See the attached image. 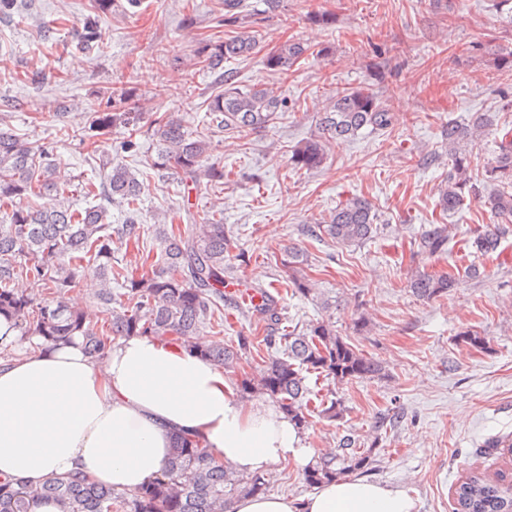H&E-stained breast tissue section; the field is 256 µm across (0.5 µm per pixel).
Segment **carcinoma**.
Segmentation results:
<instances>
[{"instance_id": "cac0c4a2", "label": "carcinoma", "mask_w": 512, "mask_h": 512, "mask_svg": "<svg viewBox=\"0 0 512 512\" xmlns=\"http://www.w3.org/2000/svg\"><path fill=\"white\" fill-rule=\"evenodd\" d=\"M91 14L75 30L82 49L97 41L99 14L109 10L111 0H92ZM245 0H224V23L237 25L245 19ZM258 46L252 31L241 27L228 37L201 39L193 50L194 65L219 73L220 89L206 101V111L215 116L223 131L244 136L250 130L270 124L285 101L266 88L240 86L234 75L224 74V63L252 55ZM309 48L285 41L265 58L266 68L283 74ZM137 96L127 91L109 95L105 109L95 110L91 127L105 134L120 126L129 133L122 149L134 147L132 137L141 129L142 113L131 111ZM390 105L363 88L336 92L320 111L319 127L324 139H311L290 150L288 162L297 171L319 167L326 144L355 137L365 128L386 130L392 126ZM157 151L151 166L173 169L181 180L198 188L201 183H224V166L207 161L210 143L190 132L182 119L154 113ZM490 116L476 117L468 125L448 123V155L452 159L439 206L444 212L458 209L470 196L484 200L501 219L475 231L471 247L480 254L497 249L512 234V132L504 131L499 151L484 170L486 191L479 190L468 175L470 155L461 145L472 143L488 127ZM103 173L100 185L85 186L89 195L102 188L111 201L134 211L141 184L126 165L112 158H100ZM56 163L52 146L20 138L8 127H0V320L20 333L21 339L38 337L46 343L67 344L82 339L86 352L98 355L114 340L131 335L156 337L166 343L184 345L217 366L237 374L240 395L259 393L271 399L290 422L304 432L313 418L336 421L345 406L337 397H325L311 406L309 375L336 385L371 379L382 374L380 359L365 355L340 335L329 321L312 324L303 331L280 329L278 300L258 289V304L234 301L247 317L265 323V336H237L201 344L195 340L205 325L224 322V287L230 284L225 255L233 239L224 226V211L216 206L200 221L182 230L155 228L160 261L142 262L133 269L112 263V234L126 243H138L144 228L134 220L112 231L109 211L102 206L74 209L68 204L69 189L55 180ZM54 194L60 202L51 208L34 207L31 198ZM377 216L359 198L336 206L319 231L340 246H359L374 237ZM418 253L427 258L448 250V227L433 224L421 234ZM481 276L470 264L462 275L448 272L416 271L409 280L411 293L422 299L441 297L460 278ZM97 283L95 296L99 317L87 318L71 307L65 295L87 279ZM122 286L113 293L112 283ZM275 352L254 373L239 371L241 360L260 347ZM372 464V449L358 439L343 437L337 449L314 459L303 472L305 484L314 488L323 483L361 474ZM265 473L244 474L218 461L203 446L199 436L185 434L174 440L164 470L134 491H119L83 476H55L38 487H27L0 479V512H31L39 499L53 500L61 512H225L235 498L263 494L268 488ZM456 512H512V473L501 471L488 478L472 473L455 488Z\"/></svg>"}]
</instances>
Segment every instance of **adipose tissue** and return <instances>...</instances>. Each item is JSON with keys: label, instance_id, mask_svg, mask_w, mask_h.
Here are the masks:
<instances>
[{"label": "adipose tissue", "instance_id": "adipose-tissue-1", "mask_svg": "<svg viewBox=\"0 0 512 512\" xmlns=\"http://www.w3.org/2000/svg\"><path fill=\"white\" fill-rule=\"evenodd\" d=\"M0 476L37 486L80 474L137 489L164 468L172 438L193 433L238 471L300 460L307 448L275 407L241 400L223 369L149 336L88 357L81 344L19 342L0 324ZM406 491L343 478L294 498L248 495L228 512H414Z\"/></svg>", "mask_w": 512, "mask_h": 512}]
</instances>
